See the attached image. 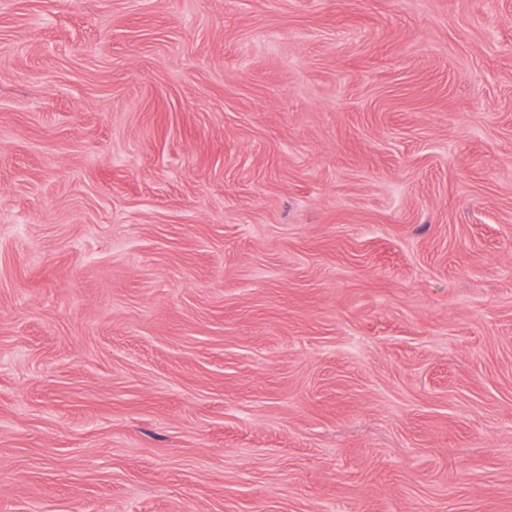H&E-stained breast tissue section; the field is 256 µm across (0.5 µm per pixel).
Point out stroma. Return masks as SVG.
<instances>
[{
	"mask_svg": "<svg viewBox=\"0 0 512 512\" xmlns=\"http://www.w3.org/2000/svg\"><path fill=\"white\" fill-rule=\"evenodd\" d=\"M0 512H512V0H0Z\"/></svg>",
	"mask_w": 512,
	"mask_h": 512,
	"instance_id": "stroma-1",
	"label": "stroma"
}]
</instances>
